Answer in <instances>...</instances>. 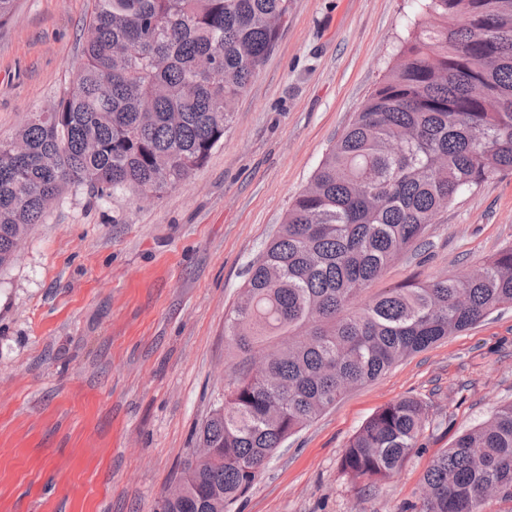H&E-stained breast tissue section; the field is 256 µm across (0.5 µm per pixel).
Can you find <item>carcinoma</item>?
I'll return each instance as SVG.
<instances>
[{
  "label": "carcinoma",
  "mask_w": 512,
  "mask_h": 512,
  "mask_svg": "<svg viewBox=\"0 0 512 512\" xmlns=\"http://www.w3.org/2000/svg\"><path fill=\"white\" fill-rule=\"evenodd\" d=\"M415 30L248 268L225 336L224 402L197 431L163 512H231L268 460L349 388L512 305V246L461 277L354 307L464 191L512 172V0H413ZM292 0H96L83 58L53 107L0 151V267L68 188L137 199L188 181L288 25ZM265 352L262 373L248 370ZM423 405L370 417L341 469L372 484L420 448ZM512 502V404L443 450L412 512Z\"/></svg>",
  "instance_id": "obj_1"
}]
</instances>
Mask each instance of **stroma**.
Instances as JSON below:
<instances>
[{
	"label": "stroma",
	"mask_w": 512,
	"mask_h": 512,
	"mask_svg": "<svg viewBox=\"0 0 512 512\" xmlns=\"http://www.w3.org/2000/svg\"><path fill=\"white\" fill-rule=\"evenodd\" d=\"M93 0H18L0 28V138L49 108ZM410 0H293L235 118L185 184L147 201L70 189L0 268V512H162L224 395V317L250 263L379 86ZM512 246V172L466 191L363 289L460 276ZM426 409L422 452L374 486L344 448L381 407ZM512 403V306L348 389L271 458L233 512H406L432 459Z\"/></svg>",
	"instance_id": "stroma-1"
}]
</instances>
